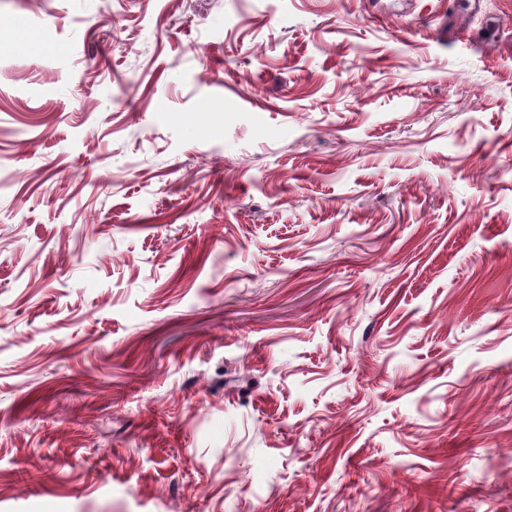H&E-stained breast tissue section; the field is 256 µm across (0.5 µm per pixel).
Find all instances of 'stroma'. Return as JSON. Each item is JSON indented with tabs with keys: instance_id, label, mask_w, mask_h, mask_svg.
Listing matches in <instances>:
<instances>
[{
	"instance_id": "obj_1",
	"label": "stroma",
	"mask_w": 512,
	"mask_h": 512,
	"mask_svg": "<svg viewBox=\"0 0 512 512\" xmlns=\"http://www.w3.org/2000/svg\"><path fill=\"white\" fill-rule=\"evenodd\" d=\"M0 512H512V0H0Z\"/></svg>"
}]
</instances>
